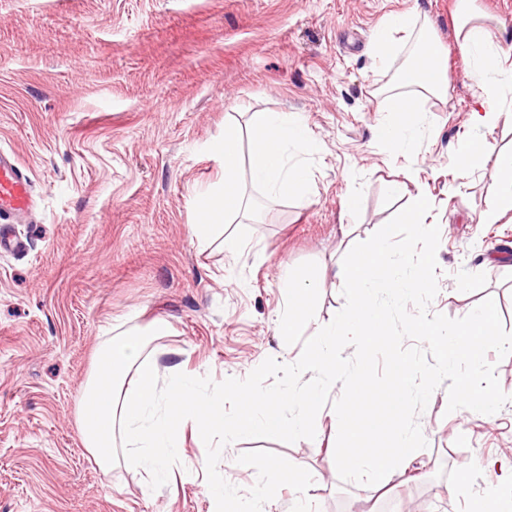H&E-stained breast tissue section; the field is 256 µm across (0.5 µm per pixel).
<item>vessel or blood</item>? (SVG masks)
<instances>
[{
    "instance_id": "b4317fda",
    "label": "vessel or blood",
    "mask_w": 512,
    "mask_h": 512,
    "mask_svg": "<svg viewBox=\"0 0 512 512\" xmlns=\"http://www.w3.org/2000/svg\"><path fill=\"white\" fill-rule=\"evenodd\" d=\"M31 179L18 156L0 149V252L20 250L13 224L25 221L36 209Z\"/></svg>"
}]
</instances>
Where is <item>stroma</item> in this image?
Segmentation results:
<instances>
[{
	"label": "stroma",
	"instance_id": "obj_1",
	"mask_svg": "<svg viewBox=\"0 0 512 512\" xmlns=\"http://www.w3.org/2000/svg\"><path fill=\"white\" fill-rule=\"evenodd\" d=\"M416 8L448 51V99L425 100L410 156L377 135L385 99L418 47L404 37L389 71L372 37ZM455 0H0V148L14 150L38 207L16 231L27 252L0 254V512H210L206 447L184 431L167 485L144 487L126 462L94 466L75 424L94 349L115 318L166 317L163 366L214 382L246 378L266 358L297 360L275 321L282 266L316 262L320 301L305 336L345 305L333 273L345 254L423 193L440 228L431 311L458 319L492 298L512 333V212L485 224V182L459 181L452 147L474 135L473 81L452 29ZM297 112L317 145L306 196L269 197L241 168L248 212L212 242L192 235L197 193L220 182L210 146L250 111ZM408 181L397 198L392 180ZM360 195L358 211L341 201ZM240 241L225 250L224 238ZM439 386L418 417L428 442L415 478L376 489L340 479L328 455L337 430L314 439H242L220 474L257 481L238 455L266 449L303 463L317 512H472L498 498L512 512V401L493 421L451 417ZM484 466L470 468L473 457Z\"/></svg>",
	"mask_w": 512,
	"mask_h": 512
}]
</instances>
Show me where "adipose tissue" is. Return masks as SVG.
I'll use <instances>...</instances> for the list:
<instances>
[{
	"mask_svg": "<svg viewBox=\"0 0 512 512\" xmlns=\"http://www.w3.org/2000/svg\"><path fill=\"white\" fill-rule=\"evenodd\" d=\"M413 23L412 14L393 17L373 35V60L377 69H387L399 45L398 33ZM454 29L458 47L468 60L474 85L475 106L471 121L479 132L457 142L452 149L451 163L459 177L482 173L486 179L488 205L481 216L486 224L497 223L512 211V151L496 149L481 128L496 126L500 120H512V109L505 101L512 93V49L505 47L474 4V0H457ZM448 59L443 47L430 37H423L421 46L400 73L402 91L386 98L388 119L378 126L379 136L395 153L407 152L416 129L408 118L415 110L411 87L439 99L448 96ZM249 128L253 134L249 170L253 183L264 187L271 196L310 189V174L299 160H292L290 151H313L303 117L292 113H251ZM223 170L219 187L203 191L197 221L192 226L198 241H209L218 226L227 218L239 215L247 202L239 187L238 168L241 157V135L235 126L224 128V135L212 145Z\"/></svg>",
	"mask_w": 512,
	"mask_h": 512,
	"instance_id": "obj_1",
	"label": "adipose tissue"
}]
</instances>
